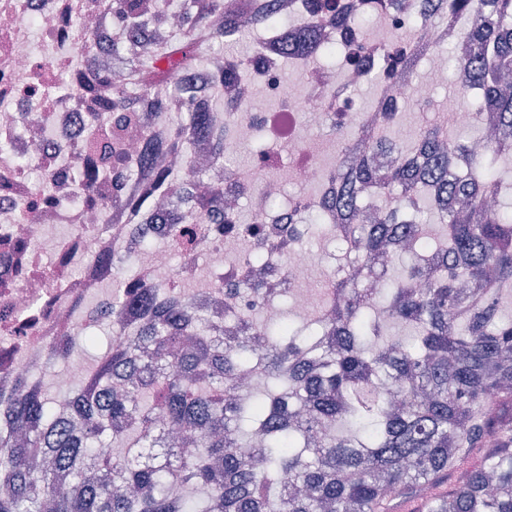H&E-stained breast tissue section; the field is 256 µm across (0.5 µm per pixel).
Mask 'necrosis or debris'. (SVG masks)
Wrapping results in <instances>:
<instances>
[{"mask_svg": "<svg viewBox=\"0 0 512 512\" xmlns=\"http://www.w3.org/2000/svg\"><path fill=\"white\" fill-rule=\"evenodd\" d=\"M315 4L316 0H277L275 13L281 22L275 29L262 27L264 49L247 63L250 80L225 82L224 107L238 118L224 126V152L233 156L258 128L269 129L288 145V156L278 165L287 170L289 180L322 186L328 171L317 166L312 151L298 137L299 129L319 127L336 113L346 112L357 130L351 148L366 146L384 113L409 100L427 103L432 90L446 84L448 70L437 48L447 45L457 57L468 55L471 18L460 15L428 24L433 51L428 55L426 84L416 86L403 78L377 81L368 70L342 75L311 66L300 92L283 73L278 48L284 32L298 37L315 31L321 44L377 61L386 50H399L395 34L420 18L417 11L397 12L388 8L387 0H375L372 13L381 27L368 38L354 25L320 21ZM116 29L106 0H0V390L13 378L33 376L49 365L52 345L71 335L75 325L95 320L96 303L107 300L102 259L115 254L137 258L143 283L162 291L173 285L169 251L146 245L147 239L162 237V225L130 224L123 212L88 211L77 202L80 187L75 173L92 155L89 135L98 125L95 111L101 106L88 82L98 74L115 82L122 79L111 56L77 64L79 36L88 32L109 37ZM369 81L375 82L376 95L371 106L363 107L354 90ZM256 86L276 103V111L255 108ZM142 143L140 129L126 133L120 150L130 165L120 180L109 178L97 186L105 201L117 196L118 185L139 183L134 163ZM46 172L54 192L50 203L43 204L39 178ZM207 179L223 184L224 199L232 204L249 197L258 223L265 228L262 237L250 240V249L281 264L265 280L269 292L276 294L288 283L306 281L308 250L296 240L287 212L274 213L268 206L289 180L269 178L266 165L260 163L245 174L215 165ZM184 225L195 231L196 243L182 263L191 271L201 259H213L222 283L209 292L207 318L219 327L221 336L234 338L237 322L224 309L223 284L241 281L250 270L241 262L225 265L224 257L236 251L240 240L220 224H201L190 217ZM60 226L66 227V235L54 238L52 255H45L35 243L37 234Z\"/></svg>", "mask_w": 512, "mask_h": 512, "instance_id": "necrosis-or-debris-1", "label": "necrosis or debris"}]
</instances>
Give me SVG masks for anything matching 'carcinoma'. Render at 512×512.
I'll return each mask as SVG.
<instances>
[{
  "instance_id": "carcinoma-1",
  "label": "carcinoma",
  "mask_w": 512,
  "mask_h": 512,
  "mask_svg": "<svg viewBox=\"0 0 512 512\" xmlns=\"http://www.w3.org/2000/svg\"><path fill=\"white\" fill-rule=\"evenodd\" d=\"M114 2L125 33L110 51L127 82L105 79L95 88L106 105L103 124L120 129L147 112L185 113L204 95L222 102L224 80L199 65L204 46L218 45L212 65L222 77L247 78L246 57L231 46L250 33L226 41L211 24L222 13L224 27L239 25L225 0H186V30L143 55L131 45L147 37L152 20L139 0ZM423 2L441 15L480 18L468 34L469 55L448 56L461 93H479L473 136L452 138L448 121L396 142L390 130L403 113L386 112L369 145L392 156L382 166L369 154L349 157L345 141L354 130L338 117L332 128L341 154L327 206L351 259L330 273L303 324L257 318L276 296L246 283L253 302L239 311L240 336L226 343L200 329L207 291L163 299L125 269V259H104L107 279L131 289L132 301L118 299L108 312L113 324L133 323L131 339L58 400L40 383L15 379L0 426V512H402L409 502L419 512H512V319L504 309L512 298V212L489 207L512 190L502 179L512 154L494 144L481 157L470 151L485 137V109L496 114L501 137L512 136V93L499 84L512 72V0ZM318 8L338 23L347 14L339 0H320ZM403 40L408 57L377 65L387 78L402 66L412 73L427 53L418 28ZM80 42L87 62L103 49L94 34ZM282 50L287 61L338 53L313 37L286 39ZM144 133L141 177L166 185L175 205L168 240L180 251L178 240L188 237L180 212L205 223L223 207L224 189L194 194L170 182L160 158L184 152L195 135L210 139L222 159L224 129L199 109L162 138ZM448 156L456 161L451 175ZM120 161L111 150L107 165L81 172L87 206L98 205L94 183ZM425 207L438 215L441 233L419 223ZM229 230L243 240L263 232L239 215ZM314 234L334 237L311 214L299 238ZM387 250L385 279L408 253L431 268L415 262L372 292L359 276L374 275ZM326 335L335 343L324 344ZM257 362L262 374L240 391L236 376ZM382 380L394 383L400 402L381 395ZM161 417L192 430L196 452L159 447ZM114 419L127 421L124 431H109ZM105 435L125 451L98 469L96 443Z\"/></svg>"
}]
</instances>
